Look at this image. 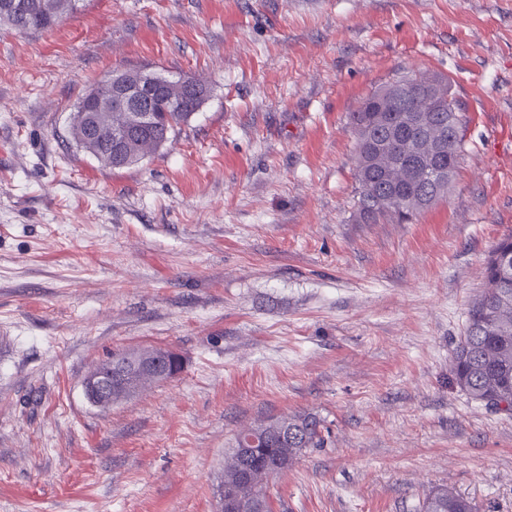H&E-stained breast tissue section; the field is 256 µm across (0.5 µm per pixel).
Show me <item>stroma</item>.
Segmentation results:
<instances>
[{"label": "stroma", "mask_w": 512, "mask_h": 512, "mask_svg": "<svg viewBox=\"0 0 512 512\" xmlns=\"http://www.w3.org/2000/svg\"><path fill=\"white\" fill-rule=\"evenodd\" d=\"M211 89L121 169L69 118L113 70ZM449 76L469 122L446 200L360 224L349 114L397 75ZM512 234V0H79L0 30V512H221L235 434L307 412L331 434L274 512H420L448 488L512 512V414L452 360ZM182 371L107 411L112 353ZM116 370L112 372V359L105 371L95 375L94 377H85L82 381L84 393L91 405L98 407L99 399L104 397L112 387V384L121 382L125 378L124 371L120 370L123 362L119 357L114 358Z\"/></svg>", "instance_id": "obj_1"}]
</instances>
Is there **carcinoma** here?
Wrapping results in <instances>:
<instances>
[{"mask_svg":"<svg viewBox=\"0 0 512 512\" xmlns=\"http://www.w3.org/2000/svg\"><path fill=\"white\" fill-rule=\"evenodd\" d=\"M77 10V0H0V27L19 34L49 31ZM195 90L175 111L163 98L153 95L150 105L163 113L161 129L145 130L123 146L130 155L153 154L172 134L188 122L207 99L210 89L198 79ZM450 78L435 73L403 75L371 91L350 114L356 139L358 182L356 220L362 224H408L420 212L448 196L452 180L434 183L429 169L455 170L464 151L463 114L449 111ZM94 108L105 124L86 139L83 121L70 129L74 142L98 154L104 165L113 166L115 144L112 129L125 123L126 113L112 106L111 90L98 83ZM154 372L144 370L127 385L112 391V405L121 404L156 383ZM456 384L471 399L495 409L512 412V235L502 238L485 261L484 288L469 311L464 336L453 356ZM322 421L312 414H284L269 418L239 432L266 449L265 459L241 477L242 459L230 453L224 466V486L249 508L258 502L272 512L270 481L288 472L306 448H321L325 442ZM422 512H475L468 499L447 489L429 493Z\"/></svg>","mask_w":512,"mask_h":512,"instance_id":"carcinoma-1","label":"carcinoma"}]
</instances>
